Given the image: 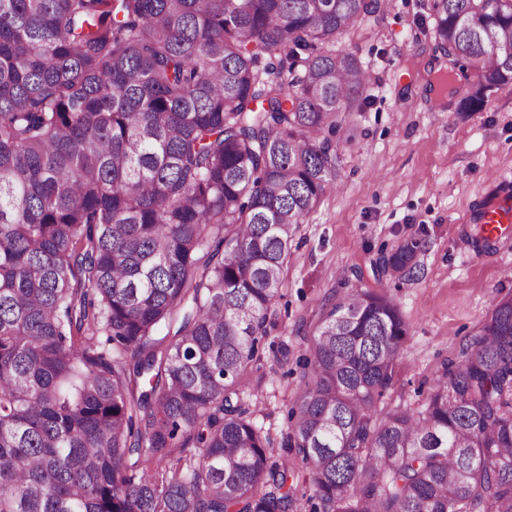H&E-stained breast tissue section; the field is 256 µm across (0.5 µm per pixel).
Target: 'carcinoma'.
Instances as JSON below:
<instances>
[{
    "label": "carcinoma",
    "mask_w": 512,
    "mask_h": 512,
    "mask_svg": "<svg viewBox=\"0 0 512 512\" xmlns=\"http://www.w3.org/2000/svg\"><path fill=\"white\" fill-rule=\"evenodd\" d=\"M387 6L0 0V512H512V294L421 410L381 286L322 317L285 455L243 404L368 83L334 44ZM428 9L458 111L512 87V0Z\"/></svg>",
    "instance_id": "carcinoma-1"
}]
</instances>
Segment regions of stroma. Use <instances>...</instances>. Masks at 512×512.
<instances>
[{
  "mask_svg": "<svg viewBox=\"0 0 512 512\" xmlns=\"http://www.w3.org/2000/svg\"><path fill=\"white\" fill-rule=\"evenodd\" d=\"M426 0H390L366 39L337 46L357 52L370 80L365 106L336 136L338 188L297 228L282 296L271 310L261 369L244 404L274 443L303 387L299 360L324 311L382 283L409 334L387 407L420 408L443 363L463 359L501 297L512 292V241L472 246L475 213L512 184V88L484 108L458 113L457 98L435 86L445 64ZM418 238L417 277L381 272L384 259Z\"/></svg>",
  "mask_w": 512,
  "mask_h": 512,
  "instance_id": "35a3bbf8",
  "label": "stroma"
}]
</instances>
